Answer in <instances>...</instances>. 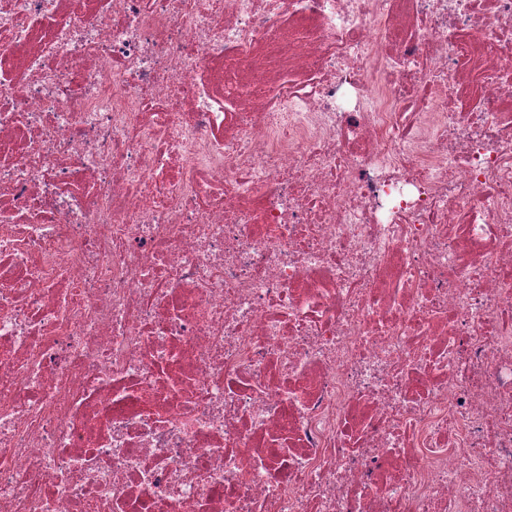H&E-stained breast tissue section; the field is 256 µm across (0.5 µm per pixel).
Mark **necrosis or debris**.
Wrapping results in <instances>:
<instances>
[{"label": "necrosis or debris", "instance_id": "necrosis-or-debris-1", "mask_svg": "<svg viewBox=\"0 0 512 512\" xmlns=\"http://www.w3.org/2000/svg\"><path fill=\"white\" fill-rule=\"evenodd\" d=\"M0 512H512V0H7Z\"/></svg>", "mask_w": 512, "mask_h": 512}]
</instances>
